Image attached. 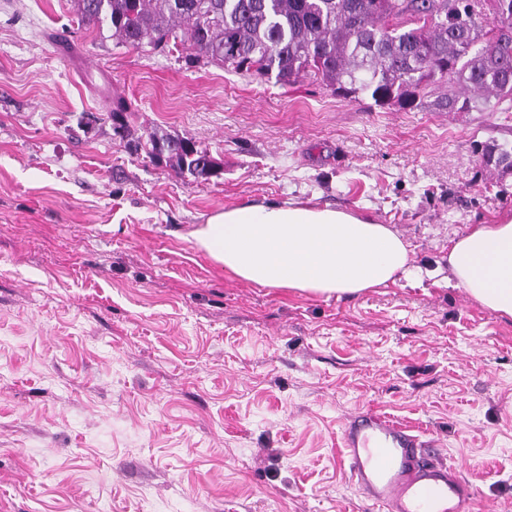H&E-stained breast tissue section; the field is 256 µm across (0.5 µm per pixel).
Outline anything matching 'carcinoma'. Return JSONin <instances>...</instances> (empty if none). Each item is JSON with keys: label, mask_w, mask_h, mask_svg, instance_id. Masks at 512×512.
Masks as SVG:
<instances>
[{"label": "carcinoma", "mask_w": 512, "mask_h": 512, "mask_svg": "<svg viewBox=\"0 0 512 512\" xmlns=\"http://www.w3.org/2000/svg\"><path fill=\"white\" fill-rule=\"evenodd\" d=\"M80 14L133 48L178 39L194 63L258 79H319L339 96L380 107L470 112L512 104V0H76ZM481 19L466 21L470 13ZM461 92L425 100L430 86ZM149 154L206 181L215 159L188 140L153 137ZM484 162L512 167V148L488 144Z\"/></svg>", "instance_id": "1"}]
</instances>
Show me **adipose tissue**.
<instances>
[{"mask_svg": "<svg viewBox=\"0 0 512 512\" xmlns=\"http://www.w3.org/2000/svg\"><path fill=\"white\" fill-rule=\"evenodd\" d=\"M191 236L236 278L307 296L358 297L410 273V244L389 225L303 202L227 208ZM448 268L470 298L512 318V214L454 239Z\"/></svg>", "mask_w": 512, "mask_h": 512, "instance_id": "adipose-tissue-1", "label": "adipose tissue"}]
</instances>
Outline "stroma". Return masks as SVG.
Here are the masks:
<instances>
[{
    "label": "stroma",
    "instance_id": "obj_1",
    "mask_svg": "<svg viewBox=\"0 0 512 512\" xmlns=\"http://www.w3.org/2000/svg\"><path fill=\"white\" fill-rule=\"evenodd\" d=\"M153 135L220 174L178 176ZM488 143L512 147V111L383 108L0 0V512H371L340 459L367 409L512 512V319L448 271L450 239L512 213ZM289 200L391 225L411 279L309 297L194 245L218 211ZM149 154L155 159L166 157L174 162L178 173L194 180L206 181L220 172L215 159L205 151H200L188 140L172 137H153L149 141Z\"/></svg>",
    "mask_w": 512,
    "mask_h": 512
}]
</instances>
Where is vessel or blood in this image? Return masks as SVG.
Returning <instances> with one entry per match:
<instances>
[{
    "label": "vessel or blood",
    "mask_w": 512,
    "mask_h": 512,
    "mask_svg": "<svg viewBox=\"0 0 512 512\" xmlns=\"http://www.w3.org/2000/svg\"><path fill=\"white\" fill-rule=\"evenodd\" d=\"M352 482L375 512H476L472 487L409 427L364 411L341 433Z\"/></svg>",
    "instance_id": "1"
}]
</instances>
